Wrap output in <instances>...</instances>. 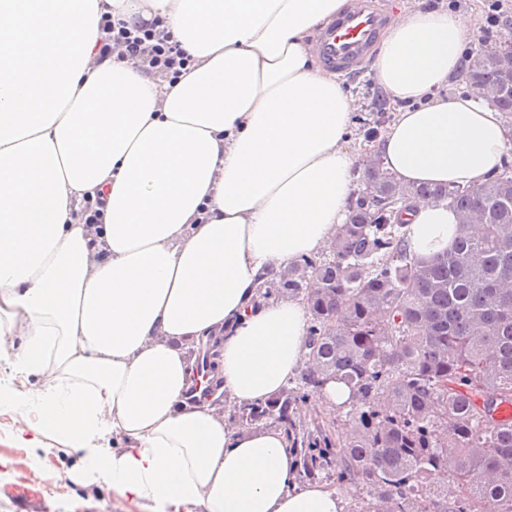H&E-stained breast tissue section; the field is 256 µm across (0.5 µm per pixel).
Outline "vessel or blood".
<instances>
[{
	"label": "vessel or blood",
	"mask_w": 512,
	"mask_h": 512,
	"mask_svg": "<svg viewBox=\"0 0 512 512\" xmlns=\"http://www.w3.org/2000/svg\"><path fill=\"white\" fill-rule=\"evenodd\" d=\"M387 24L388 15L378 0H353L351 9L317 35L312 52L323 69L343 76L357 75Z\"/></svg>",
	"instance_id": "b4317fda"
}]
</instances>
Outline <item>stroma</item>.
Segmentation results:
<instances>
[{
    "label": "stroma",
    "instance_id": "stroma-1",
    "mask_svg": "<svg viewBox=\"0 0 512 512\" xmlns=\"http://www.w3.org/2000/svg\"><path fill=\"white\" fill-rule=\"evenodd\" d=\"M18 420L15 412L0 410V512H149L130 502L116 509L110 492L95 481L70 480L69 472L81 463L57 439L47 441L53 450L49 456L19 447Z\"/></svg>",
    "mask_w": 512,
    "mask_h": 512
}]
</instances>
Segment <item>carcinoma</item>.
Masks as SVG:
<instances>
[{"label":"carcinoma","mask_w":512,"mask_h":512,"mask_svg":"<svg viewBox=\"0 0 512 512\" xmlns=\"http://www.w3.org/2000/svg\"><path fill=\"white\" fill-rule=\"evenodd\" d=\"M464 78L512 116L494 60L473 53ZM366 171L326 252L260 277L262 299L307 304L309 352L297 386L236 407L234 421L294 434L297 405L337 380L353 430L335 442L306 425L293 437L301 477L336 471L358 512H512V421L497 419L512 405V165L467 189L403 185L378 158ZM414 197L471 216L451 250H410L402 214ZM450 457L462 488L451 500L434 481Z\"/></svg>","instance_id":"carcinoma-1"}]
</instances>
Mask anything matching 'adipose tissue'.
I'll list each match as a JSON object with an SVG mask.
<instances>
[{
  "instance_id": "obj_1",
  "label": "adipose tissue",
  "mask_w": 512,
  "mask_h": 512,
  "mask_svg": "<svg viewBox=\"0 0 512 512\" xmlns=\"http://www.w3.org/2000/svg\"><path fill=\"white\" fill-rule=\"evenodd\" d=\"M349 0H0V409L15 435L56 436L117 501L152 512H344L300 482L285 432L229 426L193 383L215 340L220 389L274 397L303 367L307 307L259 301L257 279L324 250L347 218L353 96L311 41ZM161 22L193 62L176 82L98 59L104 15ZM478 26L446 5L380 35L396 105L375 144L406 185L497 173L512 129L477 94L445 97ZM103 195L101 249L86 197ZM450 202L413 199L408 237L452 247Z\"/></svg>"
}]
</instances>
